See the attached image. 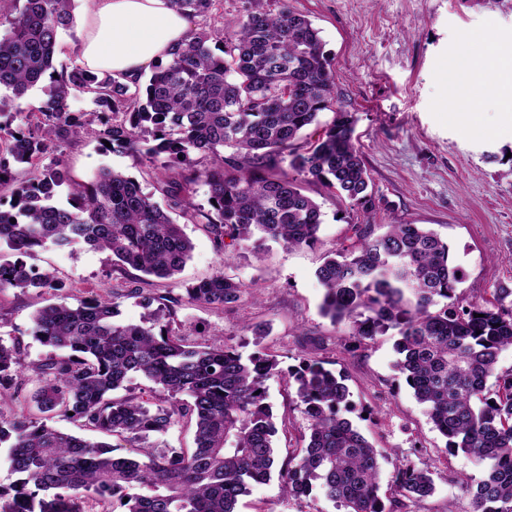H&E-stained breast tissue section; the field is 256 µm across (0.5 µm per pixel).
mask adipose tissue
<instances>
[{"label": "adipose tissue", "mask_w": 512, "mask_h": 512, "mask_svg": "<svg viewBox=\"0 0 512 512\" xmlns=\"http://www.w3.org/2000/svg\"><path fill=\"white\" fill-rule=\"evenodd\" d=\"M86 15L75 62L133 83L167 59L187 35L189 19L167 0H85Z\"/></svg>", "instance_id": "1"}]
</instances>
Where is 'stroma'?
Segmentation results:
<instances>
[{"label":"stroma","mask_w":512,"mask_h":512,"mask_svg":"<svg viewBox=\"0 0 512 512\" xmlns=\"http://www.w3.org/2000/svg\"><path fill=\"white\" fill-rule=\"evenodd\" d=\"M296 12L320 29L335 71L336 98L321 122L335 112L356 118L354 141L360 149L376 197L373 213H364L321 184L305 192L323 213L319 239L290 247L266 241L257 253L237 247L219 251L206 221L186 225L194 244L177 279L155 282L134 269L116 270L109 253L78 248H47L30 257L31 265L58 271L69 302L92 291L117 290L122 320L137 322L145 313L132 289L177 297L175 325L193 343L223 334L242 355L254 352L255 326L281 368L314 356L330 368L345 370L352 393L348 418L388 458L381 463V485H388L399 463L430 461L435 490L411 504V512H470V498L451 482L454 474L480 477L481 469L465 454H448L434 428L395 367V331L353 347L347 327H336L319 310L323 287L315 276L324 259L348 245L356 226L383 232L388 224H420L438 232L463 272L460 305L493 299L495 289H512V126L502 114L511 106L498 98L468 102L480 131L458 121L446 103L442 78L467 38L486 35L501 51L512 50V0H288ZM51 159L62 160L80 180L104 165L126 171L145 190L157 173L125 152L101 150L93 138L57 145ZM259 294L244 293L231 307L188 300L189 285L217 273ZM54 293L0 292V338L26 346L31 359L47 350L33 340L34 311L56 302ZM279 429L277 451L286 457L296 448L307 420L295 390L283 376L266 383ZM240 512H339L332 502L313 503L285 496L278 479L253 485Z\"/></svg>","instance_id":"stroma-1"}]
</instances>
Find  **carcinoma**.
<instances>
[{"instance_id": "carcinoma-1", "label": "carcinoma", "mask_w": 512, "mask_h": 512, "mask_svg": "<svg viewBox=\"0 0 512 512\" xmlns=\"http://www.w3.org/2000/svg\"><path fill=\"white\" fill-rule=\"evenodd\" d=\"M16 14L0 35V186L25 178L0 198V291L51 290L65 284L55 272L24 261L40 249L84 247L112 255L113 266L171 280L191 257L185 225L201 209L181 196L197 181L208 186L204 214L219 245L257 248L271 239L312 245L323 223L321 207L304 194L315 181L369 214L375 210L370 177L353 133L355 119L339 111L323 124L335 93L332 60L307 16L282 4L259 2L231 33L191 30L157 63L146 83L125 84L71 63L55 66L60 32L74 27V0H14ZM175 11L207 15L216 0H168ZM221 44V54L210 43ZM48 81L38 113L23 106L26 93ZM91 97L92 118L66 111L75 93ZM20 119L17 128L11 121ZM91 136L106 140L167 171L193 154L206 160L179 178H159L154 194L124 172L103 166L87 181L56 160L42 158L56 144ZM232 150L225 155L226 150ZM250 159L249 168L239 157ZM66 193V203L58 196ZM448 243L419 224L372 225L316 271L324 288L320 312L349 327L358 342L396 332V368L446 439L483 465L478 480L452 481L471 498V512H512V369H498L512 347V289L495 301L455 305L462 282ZM245 291L220 272L187 289L188 299L231 307ZM137 323L118 320L115 297L65 298L37 309L31 335L49 354L30 362L24 348L0 339V396L18 392L25 376L37 381L26 398L41 417L0 409V447L15 481L0 485V512H81L93 498L100 512H238L253 482L277 475L284 494L307 501L317 491L343 512H408L434 491L431 465L396 468L381 496L376 448L345 414L352 410L346 375L315 358L288 369V382L308 420L303 446L286 461L266 382L283 373L259 349L243 358L221 340L191 345L172 331L171 305ZM141 375L161 393L150 406L128 390ZM65 417L106 437L139 442L136 455L117 446L63 432L50 422ZM187 418L194 447L149 439Z\"/></svg>"}]
</instances>
